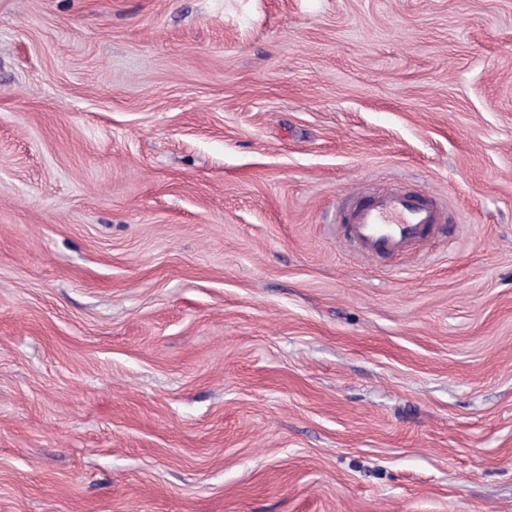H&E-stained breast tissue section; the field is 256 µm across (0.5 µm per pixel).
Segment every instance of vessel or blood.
Returning <instances> with one entry per match:
<instances>
[{"mask_svg": "<svg viewBox=\"0 0 512 512\" xmlns=\"http://www.w3.org/2000/svg\"><path fill=\"white\" fill-rule=\"evenodd\" d=\"M445 217L437 198L395 188L377 190L342 215L348 240L359 250L378 255L412 249Z\"/></svg>", "mask_w": 512, "mask_h": 512, "instance_id": "1", "label": "vessel or blood"}]
</instances>
